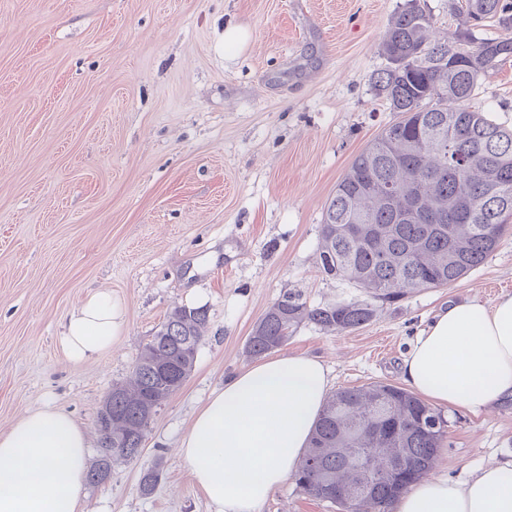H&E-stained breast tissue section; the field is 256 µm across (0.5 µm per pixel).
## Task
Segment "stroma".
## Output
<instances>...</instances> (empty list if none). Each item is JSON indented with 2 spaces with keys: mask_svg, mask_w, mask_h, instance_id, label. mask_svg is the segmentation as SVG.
Instances as JSON below:
<instances>
[{
  "mask_svg": "<svg viewBox=\"0 0 512 512\" xmlns=\"http://www.w3.org/2000/svg\"><path fill=\"white\" fill-rule=\"evenodd\" d=\"M408 0H0V432L49 405L97 444L96 417L143 343L177 306L208 323L195 367L154 416L138 461L87 485L83 512H211L177 453L195 411L251 363L245 343L283 292L313 304L360 298L319 261L328 200L354 157L399 121L371 78ZM453 0H420L432 36L468 28ZM250 33L224 46L226 24ZM512 123V59L472 100ZM126 325L76 364L58 336L91 291ZM512 293V230L448 288L381 305L356 330L300 325L282 353L319 356L333 389L402 385L399 364L449 303ZM454 481L512 462V399L442 411ZM159 467L143 495L144 472ZM264 512H339L287 482Z\"/></svg>",
  "mask_w": 512,
  "mask_h": 512,
  "instance_id": "1",
  "label": "stroma"
}]
</instances>
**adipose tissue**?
Here are the masks:
<instances>
[{
  "label": "adipose tissue",
  "mask_w": 512,
  "mask_h": 512,
  "mask_svg": "<svg viewBox=\"0 0 512 512\" xmlns=\"http://www.w3.org/2000/svg\"><path fill=\"white\" fill-rule=\"evenodd\" d=\"M123 325L111 292H93L67 316L58 343L70 361L83 362L109 349ZM400 374L443 407L488 409L512 398V293L440 311L403 357ZM329 389L322 359L304 354L275 355L225 380L178 447L213 512H263L295 475ZM88 448L68 414L25 411L0 433V512H83ZM391 512H512V464L460 482L423 478Z\"/></svg>",
  "instance_id": "obj_1"
}]
</instances>
